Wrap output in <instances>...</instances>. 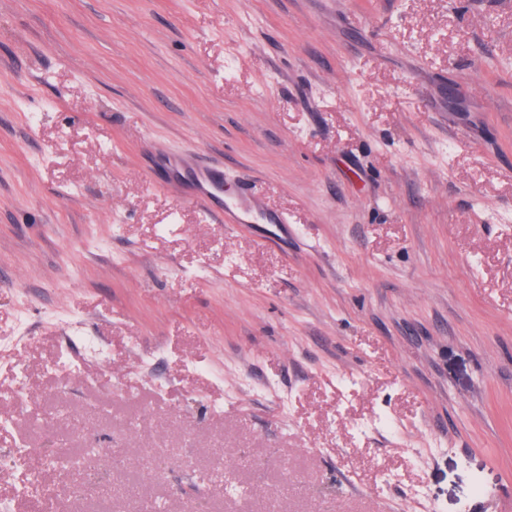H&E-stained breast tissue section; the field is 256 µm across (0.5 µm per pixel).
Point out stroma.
Here are the masks:
<instances>
[{
	"label": "stroma",
	"mask_w": 512,
	"mask_h": 512,
	"mask_svg": "<svg viewBox=\"0 0 512 512\" xmlns=\"http://www.w3.org/2000/svg\"><path fill=\"white\" fill-rule=\"evenodd\" d=\"M65 430L124 458L92 495L10 463ZM34 496L512 512V0H0V512ZM173 154L189 159L185 167L190 169L196 189L188 198L201 207L205 216L224 224H275L280 229L287 227L286 214L268 209L262 199L244 185L234 194L224 196V167L187 154Z\"/></svg>",
	"instance_id": "obj_1"
}]
</instances>
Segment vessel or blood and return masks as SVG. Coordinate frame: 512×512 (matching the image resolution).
I'll return each instance as SVG.
<instances>
[{
	"label": "vessel or blood",
	"instance_id": "vessel-or-blood-1",
	"mask_svg": "<svg viewBox=\"0 0 512 512\" xmlns=\"http://www.w3.org/2000/svg\"><path fill=\"white\" fill-rule=\"evenodd\" d=\"M188 167L194 177L196 189L191 197L205 216L227 224H273L286 228V214L270 210L262 199L248 187L242 186L233 194L223 192L222 166L198 159H190Z\"/></svg>",
	"mask_w": 512,
	"mask_h": 512
}]
</instances>
